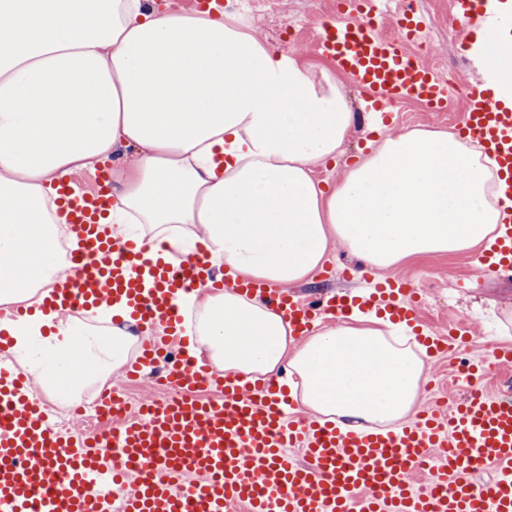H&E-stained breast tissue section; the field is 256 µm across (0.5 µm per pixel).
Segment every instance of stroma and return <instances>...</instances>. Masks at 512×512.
Returning <instances> with one entry per match:
<instances>
[{"mask_svg":"<svg viewBox=\"0 0 512 512\" xmlns=\"http://www.w3.org/2000/svg\"><path fill=\"white\" fill-rule=\"evenodd\" d=\"M419 7L427 22L424 61L435 66L448 81L451 104L448 111L430 112L421 105L403 101L395 104L390 129L429 128L456 130L464 111L463 90L476 89L479 79L465 52L460 51L458 35L448 26L452 0H420ZM255 35L284 52L316 60V47L322 22L336 16V0H253L252 6L241 8ZM476 256L475 251L463 254L413 258L396 271V276L414 281L420 291L418 319L424 326L445 333L449 321L467 327L470 342L467 348L450 359L437 361L425 358L426 380L442 383L447 392L461 393L464 382L454 370L460 361L489 358L493 345H512V279L485 278L476 288L460 287ZM327 265L336 274L327 278L316 275L312 280L295 284L299 296L313 298L322 293L357 292L361 279L352 275L357 260L340 245L328 249Z\"/></svg>","mask_w":512,"mask_h":512,"instance_id":"1","label":"stroma"}]
</instances>
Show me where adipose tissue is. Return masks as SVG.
<instances>
[{"label":"adipose tissue","mask_w":512,"mask_h":512,"mask_svg":"<svg viewBox=\"0 0 512 512\" xmlns=\"http://www.w3.org/2000/svg\"><path fill=\"white\" fill-rule=\"evenodd\" d=\"M481 83L512 105V0L481 22ZM359 121L333 66L283 56L233 12L176 0H0V330L56 398L126 365L137 326L43 311L62 257L61 180L111 162L112 237L272 287L312 278L330 244L367 270L466 252L512 218L498 166L460 135L387 134L334 184ZM131 163H124V156ZM30 308L14 317L12 305ZM189 345L247 381L277 379L346 430L403 424L424 361L403 325L370 314L297 341L260 296L197 285Z\"/></svg>","instance_id":"adipose-tissue-1"}]
</instances>
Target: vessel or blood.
I'll list each match as a JSON object with an SVG mask.
<instances>
[{
    "label": "vessel or blood",
    "mask_w": 512,
    "mask_h": 512,
    "mask_svg": "<svg viewBox=\"0 0 512 512\" xmlns=\"http://www.w3.org/2000/svg\"><path fill=\"white\" fill-rule=\"evenodd\" d=\"M496 0H456L454 19L483 15ZM398 32L379 25L384 0H347L323 24L322 55L366 94L372 111L413 101L445 111L448 82L411 51L425 30L414 0H401ZM461 128L497 162L512 188V108L480 89L467 99ZM92 190L59 195L70 208L75 247L44 308L87 311L125 302L150 323L125 380L161 360L179 340V301L209 274L202 259L175 265L134 240L108 237L99 225L111 200L104 177ZM512 273V225L476 257L465 281ZM224 287L253 295L261 285L225 278ZM266 292V291H263ZM417 293L402 278L366 279L361 294L304 302L285 289L266 294L295 336H308L321 316L369 308L410 322ZM435 354L454 350L455 334L424 333ZM168 395L132 404L118 389L104 398L112 425L92 433L54 429L49 410L20 371L0 364V512H512V402L471 386L457 403L427 407L413 424L386 432L341 431L285 407L286 386L247 382L215 372L181 350L164 373ZM209 386L218 399L201 398ZM495 466L492 483L475 476ZM426 482H416L419 474Z\"/></svg>",
    "instance_id": "obj_1"
}]
</instances>
